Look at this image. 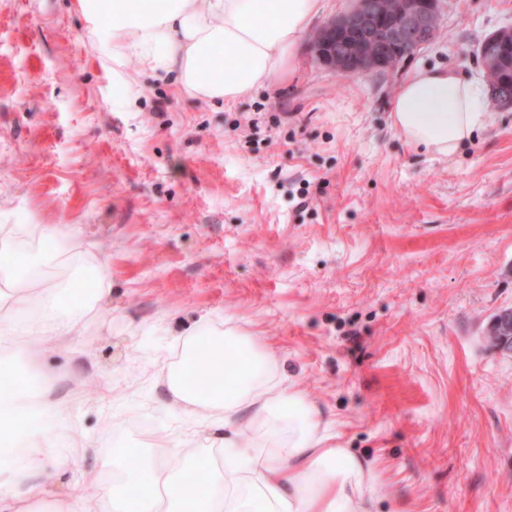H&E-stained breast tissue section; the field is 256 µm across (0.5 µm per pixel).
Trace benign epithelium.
<instances>
[{
    "instance_id": "1",
    "label": "benign epithelium",
    "mask_w": 512,
    "mask_h": 512,
    "mask_svg": "<svg viewBox=\"0 0 512 512\" xmlns=\"http://www.w3.org/2000/svg\"><path fill=\"white\" fill-rule=\"evenodd\" d=\"M440 0H399L391 11L384 0H354V6L329 20L311 38L309 50L322 66L342 76L391 68L429 46L438 31ZM478 60L491 103L512 110V28L486 37ZM485 340L494 350L512 354V309L490 321Z\"/></svg>"
}]
</instances>
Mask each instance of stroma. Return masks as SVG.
<instances>
[{
	"label": "stroma",
	"instance_id": "stroma-1",
	"mask_svg": "<svg viewBox=\"0 0 512 512\" xmlns=\"http://www.w3.org/2000/svg\"><path fill=\"white\" fill-rule=\"evenodd\" d=\"M512 0H445L435 41L343 77L300 41L287 76L233 104L112 67L79 0H0V223L69 224L108 265L97 318L45 342L51 398L89 445L144 448L181 414L154 373L204 316L259 336L283 378L375 466L376 512H512V111L442 158L389 114L421 66L476 80ZM498 329V332L496 331ZM488 345L494 350L512 354V309H505L496 314L490 321L484 334Z\"/></svg>",
	"mask_w": 512,
	"mask_h": 512
}]
</instances>
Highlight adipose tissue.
Returning <instances> with one entry per match:
<instances>
[{
    "instance_id": "1",
    "label": "adipose tissue",
    "mask_w": 512,
    "mask_h": 512,
    "mask_svg": "<svg viewBox=\"0 0 512 512\" xmlns=\"http://www.w3.org/2000/svg\"><path fill=\"white\" fill-rule=\"evenodd\" d=\"M80 0L107 27L112 64L174 77L188 98L231 104L269 87L320 15L324 0ZM489 120L478 82L424 67L400 86L391 126L412 146L453 157ZM65 224H0V334L21 337L36 364L46 340L85 326L110 292L107 267L80 243L59 253ZM65 260L66 279L45 268ZM176 361L159 378L185 427L155 440L151 456L116 448L82 472L94 496L74 494L67 512H372L378 474L336 445L321 408L278 374L274 356L246 328L197 325L175 339ZM71 420L45 394L0 371V512H35L49 501L76 450L61 452ZM205 472L196 485L173 460Z\"/></svg>"
}]
</instances>
